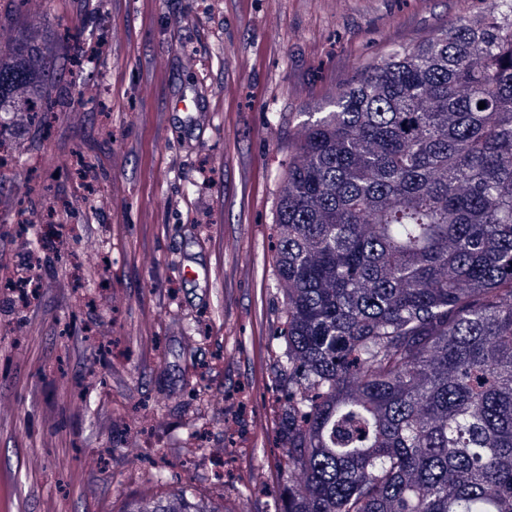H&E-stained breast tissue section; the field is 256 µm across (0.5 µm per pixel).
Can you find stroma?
<instances>
[{"label":"stroma","mask_w":512,"mask_h":512,"mask_svg":"<svg viewBox=\"0 0 512 512\" xmlns=\"http://www.w3.org/2000/svg\"><path fill=\"white\" fill-rule=\"evenodd\" d=\"M485 8L0 0V29L38 24L57 74L46 127L8 134L0 170V267L31 261L38 283L24 304L0 288V495L120 512L161 467L224 512H275V215L304 115Z\"/></svg>","instance_id":"stroma-1"}]
</instances>
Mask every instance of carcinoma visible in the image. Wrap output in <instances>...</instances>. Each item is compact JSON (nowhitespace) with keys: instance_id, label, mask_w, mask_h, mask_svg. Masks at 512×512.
<instances>
[{"instance_id":"1","label":"carcinoma","mask_w":512,"mask_h":512,"mask_svg":"<svg viewBox=\"0 0 512 512\" xmlns=\"http://www.w3.org/2000/svg\"><path fill=\"white\" fill-rule=\"evenodd\" d=\"M48 85L35 35L1 48L0 129ZM276 224L277 512H512V0L303 123ZM122 512L220 510L181 486Z\"/></svg>"}]
</instances>
